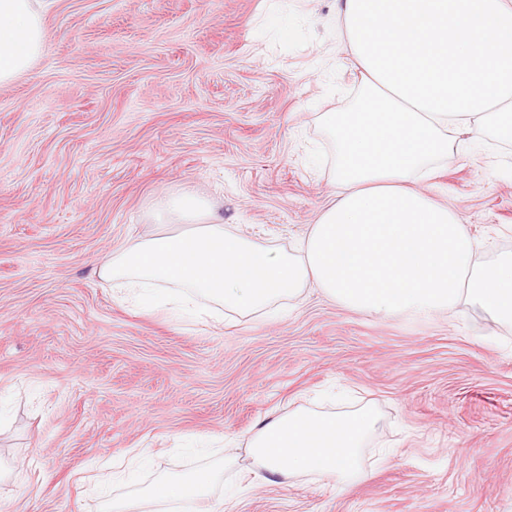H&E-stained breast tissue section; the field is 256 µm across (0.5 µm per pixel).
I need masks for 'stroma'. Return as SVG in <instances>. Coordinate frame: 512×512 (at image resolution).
Masks as SVG:
<instances>
[{"instance_id":"35a3bbf8","label":"stroma","mask_w":512,"mask_h":512,"mask_svg":"<svg viewBox=\"0 0 512 512\" xmlns=\"http://www.w3.org/2000/svg\"><path fill=\"white\" fill-rule=\"evenodd\" d=\"M0 85V512H106L235 453L232 512H512V328L478 309L372 316L317 289L199 320L119 300L95 262L189 191L294 251L329 202L321 117L363 95L334 0H53ZM419 187L478 264L512 253V142L460 136ZM374 407L362 481L252 482L262 422ZM150 449L142 460L140 449Z\"/></svg>"}]
</instances>
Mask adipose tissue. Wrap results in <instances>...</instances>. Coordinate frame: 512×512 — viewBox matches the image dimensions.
<instances>
[{"label": "adipose tissue", "mask_w": 512, "mask_h": 512, "mask_svg": "<svg viewBox=\"0 0 512 512\" xmlns=\"http://www.w3.org/2000/svg\"><path fill=\"white\" fill-rule=\"evenodd\" d=\"M51 0H0V85L41 56ZM344 48L375 96L322 123L336 145L338 192L296 252L273 251L224 226L207 202L182 193L160 215L182 225L127 241L98 266L122 291L203 299L255 313L315 285L332 301L368 314H432L466 305L512 325V254L480 266L455 214L418 191L462 132L512 138V0H336ZM379 418L304 408L264 423L249 441L266 483L316 474L333 483L362 475L361 448ZM218 474L204 467L165 480L113 512L178 502L217 512Z\"/></svg>", "instance_id": "1"}]
</instances>
